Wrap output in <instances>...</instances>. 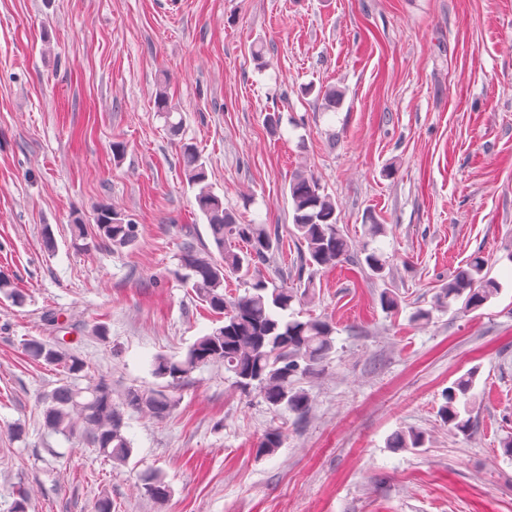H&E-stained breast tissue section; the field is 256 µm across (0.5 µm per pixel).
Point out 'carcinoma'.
Returning a JSON list of instances; mask_svg holds the SVG:
<instances>
[{"mask_svg": "<svg viewBox=\"0 0 512 512\" xmlns=\"http://www.w3.org/2000/svg\"><path fill=\"white\" fill-rule=\"evenodd\" d=\"M155 103L169 127L180 129L183 119L176 118L177 108L165 87H159ZM180 156L184 177L195 189V204L207 221L215 250L184 243L177 275L192 284L197 298L213 313L223 316V323L199 337L181 358L154 357L152 375L164 383L130 388L117 397L103 377L91 379L84 388L73 385L71 379L85 371V363L61 344L36 338L24 344L30 361L63 373L59 385L45 399L44 430L63 436L80 432L87 448L115 467L126 465L133 453L126 434L128 412L166 420L179 404L177 387L200 366L222 362L234 376V387L242 393L258 394L275 411L285 407L302 415L309 409L311 398L308 392L295 388L296 378L318 371L335 349L336 327L331 321L322 317L302 320L293 310V304L305 302L308 291L278 286L260 273V267L278 250L279 235L265 224L237 223L235 214L224 207V198L208 183L206 163L194 145L182 144ZM288 195L292 205L289 232L300 245L304 264L328 268L347 259L349 244L338 224L336 201L325 192L318 177L307 169L295 172L288 182ZM94 220L95 237L110 248L120 250L136 243L137 226L114 208L97 207ZM364 263L372 276L386 277L383 254L368 251ZM487 266L483 256L473 255L439 288L431 308L412 313V321L428 323L433 312L455 304L459 315L481 309L500 291ZM230 276L243 283V295L224 294V280ZM0 294L17 306L26 300L3 275ZM477 377L478 370L472 369L455 380L445 391V403L440 408L443 423L465 436L476 426ZM282 443V432L272 429L258 442L256 454L270 456ZM424 445V433L412 428L396 431L390 441L393 448ZM144 489L160 506L170 498L169 486L157 477H145Z\"/></svg>", "mask_w": 512, "mask_h": 512, "instance_id": "1", "label": "carcinoma"}]
</instances>
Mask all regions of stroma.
<instances>
[{
	"label": "stroma",
	"mask_w": 512,
	"mask_h": 512,
	"mask_svg": "<svg viewBox=\"0 0 512 512\" xmlns=\"http://www.w3.org/2000/svg\"><path fill=\"white\" fill-rule=\"evenodd\" d=\"M162 82L183 115L176 136L154 104ZM329 87L343 93L330 110L318 96ZM182 142L240 223L278 230L262 272L309 288L300 311L335 323V351L298 379L302 417L240 393L223 364L198 368L167 420L129 415L134 452L115 468L43 429L60 374L22 345L64 340L87 364L78 386L103 377L120 393L155 384L153 355L183 356L218 326L175 275L185 234L212 243ZM303 167L350 244L315 273L288 233V181ZM102 203L137 224L135 247H73L74 218L94 226ZM367 245L385 279L363 266ZM511 251L512 0H0V274L27 295L0 296V512L17 486L28 512H93L103 496L115 512H512ZM475 253L499 294L412 323ZM474 367L477 426L464 436L438 410ZM409 426L424 447H388ZM275 428L281 448L257 456ZM149 473L170 486L165 509L142 489Z\"/></svg>",
	"instance_id": "35a3bbf8"
}]
</instances>
